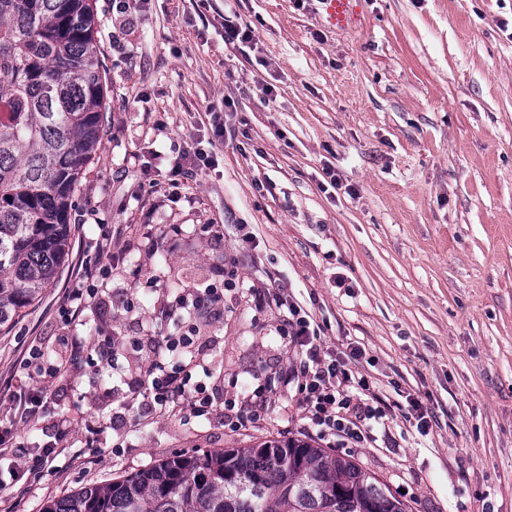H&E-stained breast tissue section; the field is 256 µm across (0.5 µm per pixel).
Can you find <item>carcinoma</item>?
Returning a JSON list of instances; mask_svg holds the SVG:
<instances>
[{
	"mask_svg": "<svg viewBox=\"0 0 512 512\" xmlns=\"http://www.w3.org/2000/svg\"><path fill=\"white\" fill-rule=\"evenodd\" d=\"M91 0H0V328L68 253L69 210L104 132ZM44 512H409L350 459L298 438L181 454Z\"/></svg>",
	"mask_w": 512,
	"mask_h": 512,
	"instance_id": "1",
	"label": "carcinoma"
}]
</instances>
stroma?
I'll list each match as a JSON object with an SVG mask.
<instances>
[{
    "label": "stroma",
    "mask_w": 512,
    "mask_h": 512,
    "mask_svg": "<svg viewBox=\"0 0 512 512\" xmlns=\"http://www.w3.org/2000/svg\"><path fill=\"white\" fill-rule=\"evenodd\" d=\"M94 2L105 132L55 282L0 329V420L6 384L26 379L21 361L37 350L54 365L56 337L110 336L114 356L90 351L70 374L29 381L56 400L17 424L16 459L56 444L60 416L73 430L39 481L0 490V512H43L155 461L265 437L354 458L413 512H512V0H357L348 31L318 0ZM228 21L252 40L225 45ZM189 146L218 164L172 188L165 174ZM147 236L164 251H141ZM107 237L114 257L97 260ZM219 268L230 283L210 310L157 320ZM269 288L368 381L380 413L369 442L320 433L278 382L302 355L261 298ZM191 328L194 353L164 363L193 362L222 400L264 391L245 428L184 401L139 416L127 382L151 336ZM415 401L433 415L423 431ZM135 415L133 430L112 424Z\"/></svg>",
    "instance_id": "stroma-1"
}]
</instances>
